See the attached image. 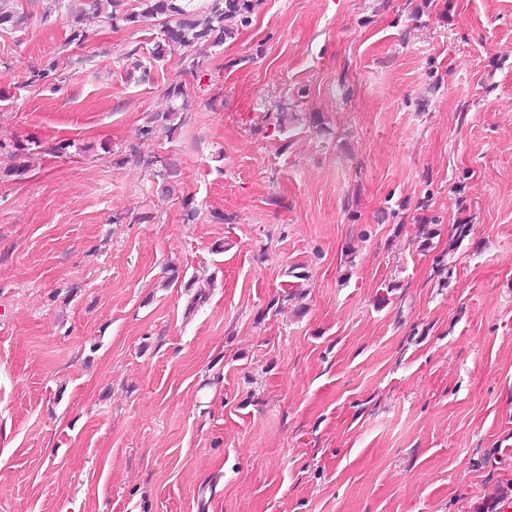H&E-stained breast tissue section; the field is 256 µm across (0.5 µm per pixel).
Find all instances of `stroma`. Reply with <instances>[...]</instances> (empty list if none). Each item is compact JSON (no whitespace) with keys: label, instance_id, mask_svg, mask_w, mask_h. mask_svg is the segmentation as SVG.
Here are the masks:
<instances>
[{"label":"stroma","instance_id":"stroma-1","mask_svg":"<svg viewBox=\"0 0 512 512\" xmlns=\"http://www.w3.org/2000/svg\"><path fill=\"white\" fill-rule=\"evenodd\" d=\"M68 4L0 29V512H500L512 0H257L193 71Z\"/></svg>","mask_w":512,"mask_h":512}]
</instances>
